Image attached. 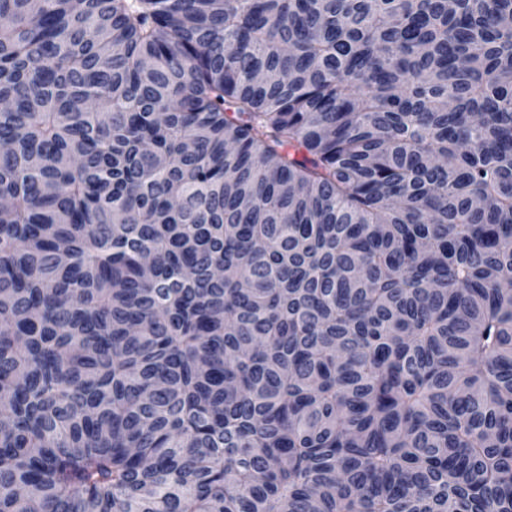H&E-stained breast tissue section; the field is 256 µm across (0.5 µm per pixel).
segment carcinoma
Instances as JSON below:
<instances>
[{"label": "carcinoma", "mask_w": 512, "mask_h": 512, "mask_svg": "<svg viewBox=\"0 0 512 512\" xmlns=\"http://www.w3.org/2000/svg\"><path fill=\"white\" fill-rule=\"evenodd\" d=\"M0 512H512V0H0Z\"/></svg>", "instance_id": "cac0c4a2"}]
</instances>
